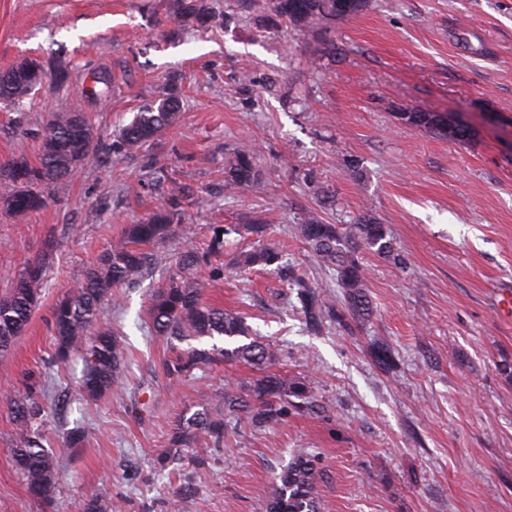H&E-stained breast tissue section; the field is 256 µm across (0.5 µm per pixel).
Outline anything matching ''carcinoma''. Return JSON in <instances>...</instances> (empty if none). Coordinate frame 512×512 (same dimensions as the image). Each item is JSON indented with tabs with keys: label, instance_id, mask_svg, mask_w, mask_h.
I'll return each mask as SVG.
<instances>
[{
	"label": "carcinoma",
	"instance_id": "cac0c4a2",
	"mask_svg": "<svg viewBox=\"0 0 512 512\" xmlns=\"http://www.w3.org/2000/svg\"><path fill=\"white\" fill-rule=\"evenodd\" d=\"M348 14L336 13V0H269L270 17L284 21L300 31L310 33L319 26L358 14L367 0H354ZM174 8L185 23L203 27L212 20L208 0H174ZM68 64L60 60L53 70L24 58L11 68L0 72V100L19 104L50 79L58 86L70 82ZM111 84L106 75L92 74L91 83L82 87L87 98L106 97ZM180 94L171 86L159 99L145 104L133 120L112 142L115 150H134L154 139L163 130L180 120ZM398 119L405 124L438 137L466 143L472 140L470 128L454 124L437 112L414 109L401 112ZM42 150L38 163L14 159L0 166V185L6 194L0 204L15 219L43 209L48 192L66 190L73 176L83 166L96 142L81 109L71 107L56 112L42 132ZM262 172L253 154L245 149L228 155L224 160V187L235 189L261 188ZM179 196L169 198L165 206L148 220L127 227L121 240L110 246L90 265L80 286L71 295L55 303L53 329L56 339L53 362L66 364L73 357L82 360L79 379L81 393L97 398L112 390L122 380L124 353L112 329L100 324L102 303L112 295V288L137 279L151 262L145 246L167 238L172 232L174 218L182 210ZM299 236L325 266L336 270V286L343 289L352 312L370 315V303L365 293V277L357 254L359 249H373L385 258L395 257L393 243L385 225L361 216L352 224H327L310 214L298 225ZM279 260L276 249L258 245L240 252L235 258L237 268L246 271L266 268ZM208 258L188 244L182 252L179 271L168 279L153 296L149 307L150 328L159 335L179 342L200 341L204 338H249L242 317L221 307L202 302L205 281L219 274V269H207ZM44 265L31 262L14 282L9 292L0 297V349L9 347L28 326L32 311L40 304ZM296 286L304 291L303 308L307 324L318 329L322 325V300L305 283ZM272 358L270 350L256 338L232 348L218 347L176 349L165 359L162 368L170 377H181L198 366L218 362H239L264 369ZM19 439L12 449L13 463L30 494L47 499L54 488L49 478L55 474L58 454L83 439L80 431L69 433L55 448L43 444V435L34 429L35 422L45 412L44 404L34 398L10 400ZM311 412L322 409L306 383L278 374L259 376L243 388H229L214 401L198 404L193 412L184 411L177 417L169 448L162 462L181 461L185 447L191 442L209 437L219 443L224 440V427L229 420L244 416L257 428L279 423L288 415V408ZM321 472L307 455H295L275 478L271 496L263 512H319L316 488Z\"/></svg>",
	"mask_w": 512,
	"mask_h": 512
}]
</instances>
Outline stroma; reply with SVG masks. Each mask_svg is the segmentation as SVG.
<instances>
[{"instance_id":"stroma-1","label":"stroma","mask_w":512,"mask_h":512,"mask_svg":"<svg viewBox=\"0 0 512 512\" xmlns=\"http://www.w3.org/2000/svg\"><path fill=\"white\" fill-rule=\"evenodd\" d=\"M215 10L214 27L198 30L180 26L173 0H0V71L22 57L73 70L69 85H45L21 110L0 103V165L37 163L45 124L76 104L98 142L45 208L21 221L0 209V296L30 261L46 269L25 333L0 352V512H83L92 500L123 512H261L299 451L324 472L322 512H512V313L499 307L512 290V0H368L317 37L263 29L237 0ZM91 69L109 75V97H81ZM172 80L179 124L114 153L115 130ZM410 108L448 113L475 136L459 143L406 125L396 114ZM242 146L266 183L225 190L224 159ZM175 192L187 202L172 234L103 305L125 354L122 385L84 399L81 361L50 363L53 307ZM311 212L387 227L397 260L358 255L370 316L350 315L335 271L298 237ZM257 216L282 258L240 277L228 266L245 241L230 228ZM217 229L227 269L203 301L243 315L273 351L272 372L309 384L324 410L269 428L232 421L223 445L198 442L165 468L178 414L257 376L221 363L168 377L170 341L148 328L150 298L184 246L208 249ZM296 275L336 309L319 330L306 325ZM378 345L391 366L376 360ZM38 376L45 387L32 386ZM30 394L53 402L47 445L76 427L87 435L57 456L46 500L12 462L7 401Z\"/></svg>"}]
</instances>
